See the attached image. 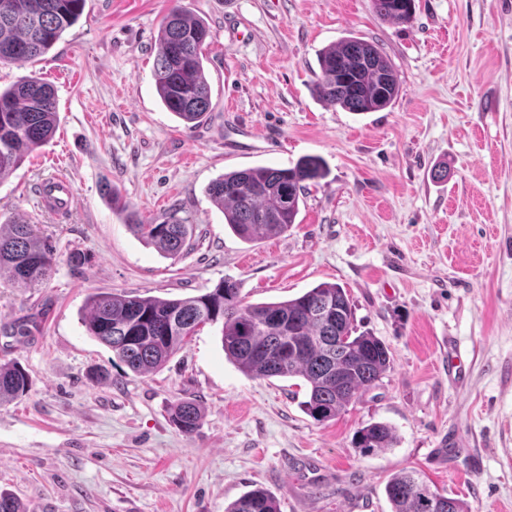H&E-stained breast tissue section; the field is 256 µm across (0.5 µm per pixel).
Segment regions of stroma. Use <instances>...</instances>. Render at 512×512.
I'll return each mask as SVG.
<instances>
[{
    "label": "stroma",
    "mask_w": 512,
    "mask_h": 512,
    "mask_svg": "<svg viewBox=\"0 0 512 512\" xmlns=\"http://www.w3.org/2000/svg\"><path fill=\"white\" fill-rule=\"evenodd\" d=\"M175 3L211 31L212 109L192 127L153 76ZM349 36L391 59L393 105L357 115L316 98L319 52ZM33 72L55 89L58 128L0 180V224L26 219L56 251L40 287L0 278V360L29 377L0 407V493L25 512H224L259 484L280 512H391L384 486L408 467L469 512H512V0H416L408 25L371 0H86L46 54L0 65V87ZM305 156L327 174L282 235L242 240L206 193L226 172ZM56 173L79 197L64 219L36 197ZM106 183L140 223L185 219L189 248L171 259L147 245ZM224 278L247 303L339 284L390 369L320 423L302 379L244 374L219 326L140 375L82 323L97 292L180 299ZM180 399L204 409L190 437L169 420ZM379 421L395 444L361 453L356 431Z\"/></svg>",
    "instance_id": "stroma-1"
}]
</instances>
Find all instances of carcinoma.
I'll return each instance as SVG.
<instances>
[{
    "label": "carcinoma",
    "instance_id": "carcinoma-1",
    "mask_svg": "<svg viewBox=\"0 0 512 512\" xmlns=\"http://www.w3.org/2000/svg\"><path fill=\"white\" fill-rule=\"evenodd\" d=\"M85 0H0V62L30 61L45 54L82 14ZM374 12L393 24H408L415 0H371ZM210 28L201 18L173 6L157 38L154 78L167 111L196 123L211 109L203 47ZM317 97L347 112H376L400 93L398 74L374 43L348 37L318 58ZM57 128L53 87L29 74L0 90V179L9 176ZM317 157L289 168L255 166L214 179L208 195L224 210V221L241 239L253 241L288 231L300 212L308 182L325 176ZM142 240L170 258L186 243L189 225L173 217L161 224H138L121 207ZM55 255L53 242L25 221L0 224V274L26 288L41 285ZM89 335L112 350L133 372L162 368L206 324H222L226 357L254 377L301 378L308 389L305 412L318 422L336 418L353 400L374 387L390 369L392 355L379 337L357 332L344 288L323 282L281 302L246 303L238 283L220 280L211 290L185 299L90 295L82 318ZM28 375L16 362H0V406L26 393ZM202 407L180 400L170 407L173 425L185 436L199 428ZM396 440L394 428L374 422L360 428L355 447L364 454L384 450ZM392 512H469L465 502L436 490L421 472L403 468L385 485ZM225 512H280L275 497L261 485L245 492Z\"/></svg>",
    "mask_w": 512,
    "mask_h": 512
}]
</instances>
